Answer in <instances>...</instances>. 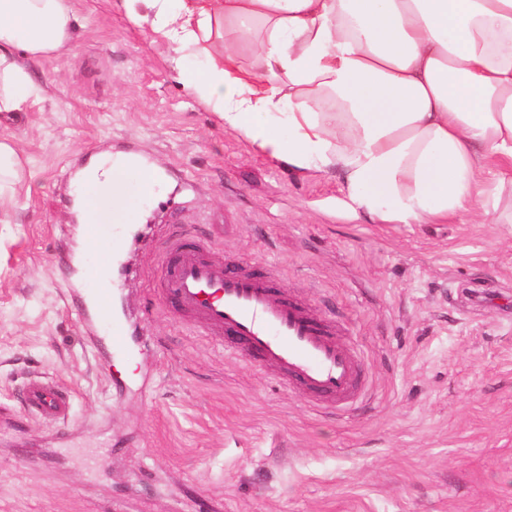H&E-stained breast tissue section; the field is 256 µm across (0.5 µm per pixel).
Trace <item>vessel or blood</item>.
<instances>
[{"label": "vessel or blood", "mask_w": 512, "mask_h": 512, "mask_svg": "<svg viewBox=\"0 0 512 512\" xmlns=\"http://www.w3.org/2000/svg\"><path fill=\"white\" fill-rule=\"evenodd\" d=\"M82 253L94 254L109 243L98 227L77 233ZM210 249L167 232L154 239L146 264L158 279L161 301L188 316L204 335L220 342L253 369L269 374L288 391L319 407H350L362 392L361 371L340 339L332 319L317 318L307 301L292 294L272 268L255 269L241 261L213 260ZM94 283L82 307L103 323L112 354L124 355L140 339L128 320L112 311V284L96 266L82 270ZM22 403L35 416L58 421V440L70 437L71 394L53 383L31 381Z\"/></svg>", "instance_id": "1"}]
</instances>
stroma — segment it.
<instances>
[{
	"label": "stroma",
	"instance_id": "35a3bbf8",
	"mask_svg": "<svg viewBox=\"0 0 512 512\" xmlns=\"http://www.w3.org/2000/svg\"><path fill=\"white\" fill-rule=\"evenodd\" d=\"M71 5L83 25L38 64L41 100L0 119L30 187L0 223V512H512V224L354 218L339 174L225 132L112 0ZM105 153L163 179L115 229L112 297L146 333L129 374L66 301L86 286L76 182ZM167 224L277 266L342 324L369 397L314 408L166 308L144 253ZM36 376L72 391L68 444L21 403Z\"/></svg>",
	"mask_w": 512,
	"mask_h": 512
}]
</instances>
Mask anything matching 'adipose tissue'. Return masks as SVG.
I'll return each mask as SVG.
<instances>
[{"instance_id":"1","label":"adipose tissue","mask_w":512,"mask_h":512,"mask_svg":"<svg viewBox=\"0 0 512 512\" xmlns=\"http://www.w3.org/2000/svg\"><path fill=\"white\" fill-rule=\"evenodd\" d=\"M225 131L301 171H339L353 215L434 224L460 212L512 223V0H115ZM69 0H0V114L41 100L34 64L68 49ZM499 166L493 183L480 160ZM118 154L86 168L87 224H131ZM26 182L0 139V209Z\"/></svg>"}]
</instances>
